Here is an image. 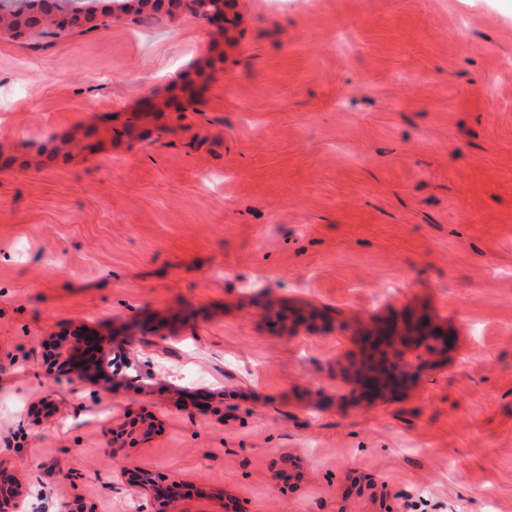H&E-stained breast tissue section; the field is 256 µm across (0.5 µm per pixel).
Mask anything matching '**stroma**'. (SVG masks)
<instances>
[{"label": "stroma", "instance_id": "35a3bbf8", "mask_svg": "<svg viewBox=\"0 0 512 512\" xmlns=\"http://www.w3.org/2000/svg\"><path fill=\"white\" fill-rule=\"evenodd\" d=\"M226 12L220 45L144 0L0 32V462L26 512H139L124 469L204 512H512V0ZM136 112L143 140L100 122ZM401 311L454 345L367 402L340 324ZM78 331L113 390L46 369ZM140 410L157 432L110 458Z\"/></svg>", "mask_w": 512, "mask_h": 512}]
</instances>
